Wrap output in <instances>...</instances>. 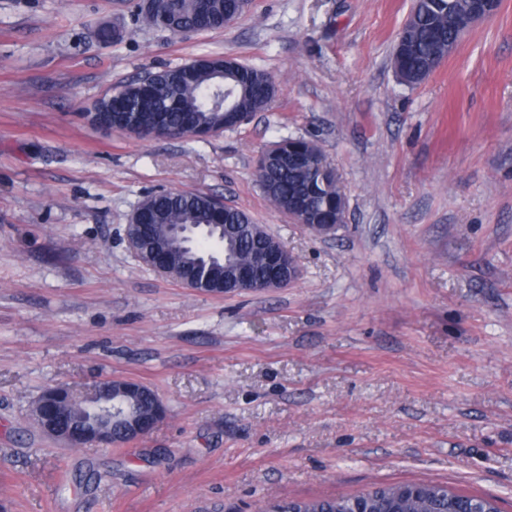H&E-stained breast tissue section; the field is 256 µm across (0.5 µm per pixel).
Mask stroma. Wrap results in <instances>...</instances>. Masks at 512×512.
Listing matches in <instances>:
<instances>
[{
  "mask_svg": "<svg viewBox=\"0 0 512 512\" xmlns=\"http://www.w3.org/2000/svg\"><path fill=\"white\" fill-rule=\"evenodd\" d=\"M411 7L252 0L181 39L129 0H0V512H257L419 481L512 512V0L415 87L391 62ZM212 55L276 83L237 130L144 141L81 118ZM287 136L342 175L335 236L256 183ZM163 189L249 212L299 280L210 295L143 265L126 226ZM100 378L151 387L166 417L112 450L39 431L42 390Z\"/></svg>",
  "mask_w": 512,
  "mask_h": 512,
  "instance_id": "stroma-1",
  "label": "stroma"
}]
</instances>
